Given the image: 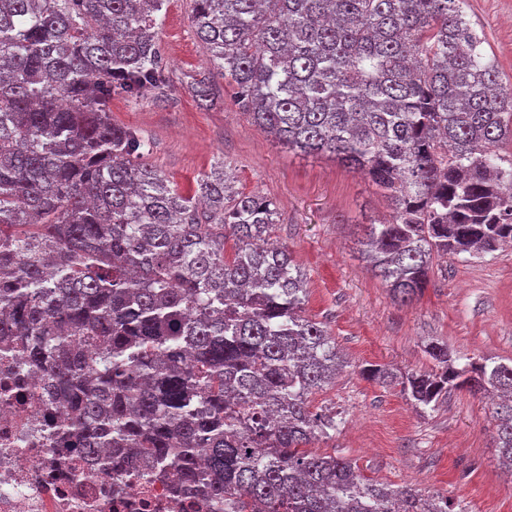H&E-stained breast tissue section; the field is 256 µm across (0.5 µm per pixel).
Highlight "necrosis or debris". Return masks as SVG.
<instances>
[{"label": "necrosis or debris", "mask_w": 512, "mask_h": 512, "mask_svg": "<svg viewBox=\"0 0 512 512\" xmlns=\"http://www.w3.org/2000/svg\"><path fill=\"white\" fill-rule=\"evenodd\" d=\"M63 418L45 407L20 353L0 343V512H204L174 493V479L106 474L54 443Z\"/></svg>", "instance_id": "1"}]
</instances>
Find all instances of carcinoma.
<instances>
[{
    "instance_id": "cac0c4a2",
    "label": "carcinoma",
    "mask_w": 512,
    "mask_h": 512,
    "mask_svg": "<svg viewBox=\"0 0 512 512\" xmlns=\"http://www.w3.org/2000/svg\"><path fill=\"white\" fill-rule=\"evenodd\" d=\"M166 0H0V336L67 411L61 443L208 512H463L365 478L311 445L312 395L346 358L306 315L307 277L270 243L274 200L213 171L184 194L112 122L120 95L170 87ZM240 110L278 143L370 178L390 218L362 257L407 302L436 260L512 246V86L464 0H190ZM429 370H362L417 409L493 403L512 472V363L431 341Z\"/></svg>"
}]
</instances>
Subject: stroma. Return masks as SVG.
<instances>
[{
	"mask_svg": "<svg viewBox=\"0 0 512 512\" xmlns=\"http://www.w3.org/2000/svg\"><path fill=\"white\" fill-rule=\"evenodd\" d=\"M464 9L500 77L512 84V0H466ZM190 0H168L160 39L171 88L166 97L110 103L112 120L151 145L149 160L190 192L216 164L238 190L272 197V237L290 248L308 276L306 312L326 322L350 365L315 407L340 414L336 437L316 444L353 459L370 478L446 492L466 512H512V475L494 446L496 421L485 401L455 391L436 409L416 411L399 388L364 379L361 367H429V341L466 357L512 360V247L440 263L423 294L394 301L361 256L365 227L389 215L391 202L366 176L324 154H305L256 128L224 88L190 27ZM221 89L214 106L193 97L194 80Z\"/></svg>",
	"mask_w": 512,
	"mask_h": 512,
	"instance_id": "obj_1",
	"label": "stroma"
}]
</instances>
